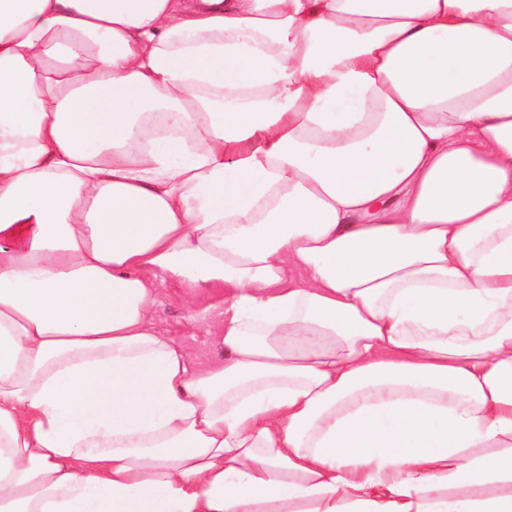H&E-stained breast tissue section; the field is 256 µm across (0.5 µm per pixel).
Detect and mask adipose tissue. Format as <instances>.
<instances>
[{
    "label": "adipose tissue",
    "mask_w": 512,
    "mask_h": 512,
    "mask_svg": "<svg viewBox=\"0 0 512 512\" xmlns=\"http://www.w3.org/2000/svg\"><path fill=\"white\" fill-rule=\"evenodd\" d=\"M0 512H512V0H0ZM181 292L178 284L166 281L159 285L154 317L167 337L177 343L193 362L215 359L219 350L214 336L207 333L208 323L221 297L215 291H202L196 295L192 308L180 305L177 297ZM197 321L191 325V320Z\"/></svg>",
    "instance_id": "obj_1"
}]
</instances>
